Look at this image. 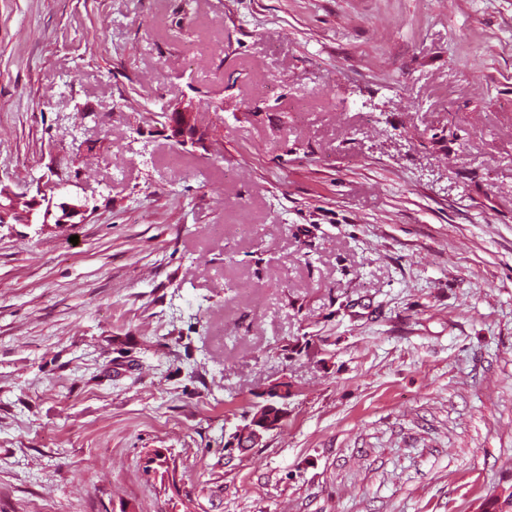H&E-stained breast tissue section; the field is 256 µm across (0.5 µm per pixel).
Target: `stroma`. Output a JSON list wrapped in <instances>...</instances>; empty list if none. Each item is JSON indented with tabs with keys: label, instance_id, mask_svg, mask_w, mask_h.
I'll list each match as a JSON object with an SVG mask.
<instances>
[{
	"label": "stroma",
	"instance_id": "1",
	"mask_svg": "<svg viewBox=\"0 0 512 512\" xmlns=\"http://www.w3.org/2000/svg\"><path fill=\"white\" fill-rule=\"evenodd\" d=\"M51 182L91 211L0 228V512L512 492V0H0V184ZM281 383H285V381L274 382L265 389L263 397L266 398V402L254 405V410L244 417L245 424L239 425L232 434L227 448H237L238 442L245 439L250 441L251 447L256 446L261 443L264 435L278 430L284 425L288 419V402L277 406L269 401L274 397L272 395L282 393Z\"/></svg>",
	"mask_w": 512,
	"mask_h": 512
}]
</instances>
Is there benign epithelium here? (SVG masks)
<instances>
[{
	"mask_svg": "<svg viewBox=\"0 0 512 512\" xmlns=\"http://www.w3.org/2000/svg\"><path fill=\"white\" fill-rule=\"evenodd\" d=\"M88 211V202L78 196L61 194L54 198L48 194L27 197L0 186V227L5 224H31L38 218L43 223L67 224L69 220L82 216ZM281 382L270 384L263 397L267 402L254 405V410L244 417V424L232 434L228 447H238L245 439L250 445L261 443L264 435L280 429L288 419V403L278 406L272 402V395L281 393Z\"/></svg>",
	"mask_w": 512,
	"mask_h": 512,
	"instance_id": "7a95c632",
	"label": "benign epithelium"
}]
</instances>
